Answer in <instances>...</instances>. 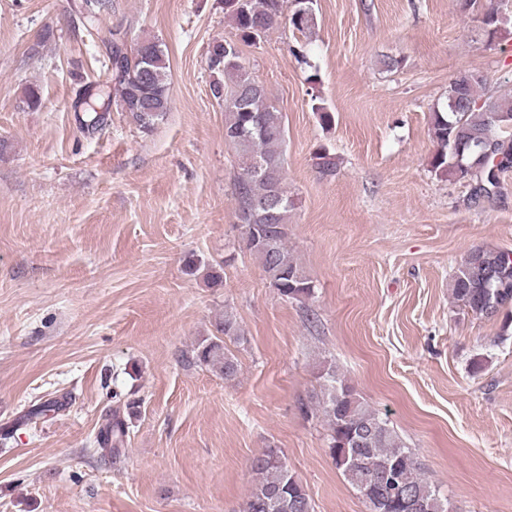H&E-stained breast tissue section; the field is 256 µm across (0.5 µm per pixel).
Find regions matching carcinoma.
<instances>
[{
  "mask_svg": "<svg viewBox=\"0 0 512 512\" xmlns=\"http://www.w3.org/2000/svg\"><path fill=\"white\" fill-rule=\"evenodd\" d=\"M315 0H293L292 26L303 32L315 25ZM284 0H224L226 14L244 43L275 30L283 16ZM106 9V0H82L88 35L99 36L95 22ZM498 8L480 14L479 22L489 43L502 31L495 18ZM112 44V83L88 93L82 110L75 113L79 126L89 132L108 125L110 109L117 106L143 133L152 131L170 110L169 63L162 43L143 39L133 49L121 40ZM208 52L209 70L216 74L212 96L224 102V138L237 152L239 171L234 181L237 217L242 226L257 230L260 243L249 253L260 263L269 285L288 299L312 296L314 285L288 250V224L295 198L288 194L284 178L283 144L286 130L282 113L271 103L265 86L241 63L240 52L224 53V40H214ZM486 85L485 75L473 69L459 71L448 86L446 102L433 110L432 135L436 151L432 168L463 180L456 150L465 147L464 161L472 163L477 145L499 157L501 166L489 165L482 177L468 184L473 202L498 196L500 175L512 170V94L488 96L478 102ZM317 172L336 175L339 159L325 147L313 156ZM449 288L454 300L472 313L492 319L512 305V252L477 247L461 260ZM218 335L198 343L188 364L204 367L224 381L237 378L239 363L226 340L241 341L235 316L224 313L216 324ZM313 416L328 426L329 453L336 469L363 497L366 512H388L386 495L401 488L413 512H451L450 503L427 481L421 464L388 419L366 405L334 370L326 372V384L311 408ZM129 433L127 420L113 411L104 417L96 437V452H119ZM252 487L239 512H314L312 501L275 448L255 455L250 464Z\"/></svg>",
  "mask_w": 512,
  "mask_h": 512,
  "instance_id": "obj_1",
  "label": "carcinoma"
}]
</instances>
